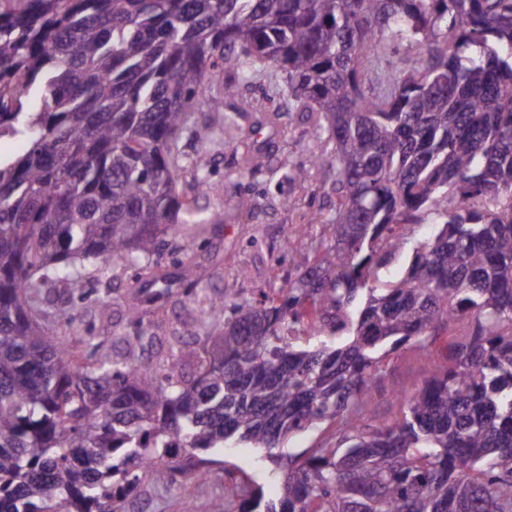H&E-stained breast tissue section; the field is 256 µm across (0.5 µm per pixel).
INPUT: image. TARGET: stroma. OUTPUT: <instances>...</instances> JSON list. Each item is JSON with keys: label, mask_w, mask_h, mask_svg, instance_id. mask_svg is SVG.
Segmentation results:
<instances>
[{"label": "stroma", "mask_w": 512, "mask_h": 512, "mask_svg": "<svg viewBox=\"0 0 512 512\" xmlns=\"http://www.w3.org/2000/svg\"><path fill=\"white\" fill-rule=\"evenodd\" d=\"M283 73L272 67L244 80L233 72L221 74L214 85L223 96L224 107L216 112L198 104L194 131L183 135L180 148L185 160L206 151L209 164L204 171L208 184L198 205L205 214H223L222 223L210 225L201 253L207 274L201 282L208 292L227 298L260 301L263 295L284 286L291 270L289 252L310 257L322 256L332 237L325 224L311 223L313 214L330 215L336 204V172L317 167L316 156L327 148L324 137L316 134L306 113L288 109L279 93ZM238 118L239 126L223 136L225 115ZM263 149L270 168L306 167L305 180L289 184L269 175L244 176L245 156ZM148 275L134 267L117 266L111 273L110 289L97 281L85 285L83 296L66 300L107 345L121 348L122 336L130 334L128 301L144 288ZM150 320L159 336L180 333L184 324L199 323L197 305L186 297L181 282H174L171 294L153 303ZM469 319L452 322L435 340H412L393 351L386 360L387 377L381 388L364 401L365 418L370 423H390L400 418L403 398L416 391L446 360L450 345L463 339ZM213 466L208 479L192 490L196 512H210V503L224 492L225 483L238 481L259 489L263 500L275 501L282 495L280 479L258 449L233 441L226 448L212 451ZM187 490L144 479L129 502L128 512H182Z\"/></svg>", "instance_id": "1"}]
</instances>
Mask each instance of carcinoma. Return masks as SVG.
<instances>
[{
  "mask_svg": "<svg viewBox=\"0 0 512 512\" xmlns=\"http://www.w3.org/2000/svg\"><path fill=\"white\" fill-rule=\"evenodd\" d=\"M413 66L357 64L382 39ZM313 118L336 167L327 253L290 255L260 302L212 297L205 217L178 185V143L209 80L265 66ZM0 512H125L146 477L196 482L238 438L283 470L262 503L224 486L212 512H512V0H0ZM268 171L257 151L243 175ZM442 212L435 235L409 226ZM170 237L207 335L134 328L112 354L56 304L114 265H152ZM405 277L370 286L406 248ZM469 316L451 363L403 397L391 424L362 423L387 353ZM336 336L310 347L300 336ZM190 357L200 361L192 378ZM336 425V444L283 462L290 434Z\"/></svg>",
  "mask_w": 512,
  "mask_h": 512,
  "instance_id": "cac0c4a2",
  "label": "carcinoma"
}]
</instances>
